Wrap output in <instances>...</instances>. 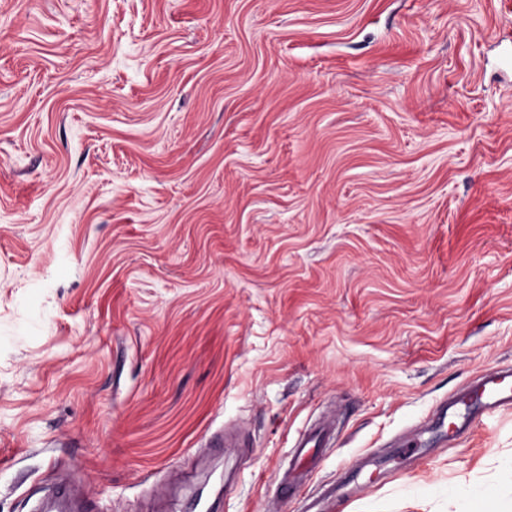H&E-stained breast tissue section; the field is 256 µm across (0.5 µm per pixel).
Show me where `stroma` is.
<instances>
[{
    "label": "stroma",
    "instance_id": "stroma-1",
    "mask_svg": "<svg viewBox=\"0 0 512 512\" xmlns=\"http://www.w3.org/2000/svg\"><path fill=\"white\" fill-rule=\"evenodd\" d=\"M511 40L512 0H0V512L64 469L112 512L230 470L218 512H512V408L396 444L512 369ZM331 438V428L327 425L318 426L300 435L294 454L297 463L308 458L320 459L321 448H325Z\"/></svg>",
    "mask_w": 512,
    "mask_h": 512
}]
</instances>
